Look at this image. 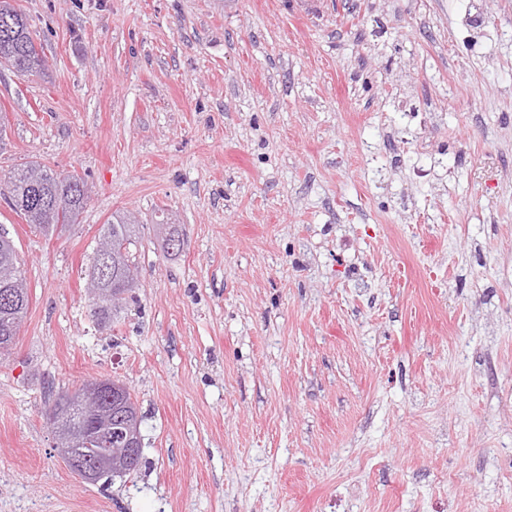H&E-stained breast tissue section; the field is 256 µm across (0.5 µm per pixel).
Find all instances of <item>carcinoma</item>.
Segmentation results:
<instances>
[{"label":"carcinoma","instance_id":"obj_1","mask_svg":"<svg viewBox=\"0 0 512 512\" xmlns=\"http://www.w3.org/2000/svg\"><path fill=\"white\" fill-rule=\"evenodd\" d=\"M0 65L20 75H31L46 69L42 42L38 41L27 17L10 3L0 0ZM87 181L78 175L57 174L39 164L29 163L0 173V195L27 223L47 231L76 222L89 197ZM136 244V223L130 218L115 217L104 225L99 242L85 268L84 275L91 303V313L100 322L112 320L127 302L134 287H123L119 275L111 271L99 273V256L106 245L112 246V265L123 268L135 265L131 246ZM12 279L28 288L12 238L0 232V282ZM30 300L11 312L0 310V328L8 322L20 328Z\"/></svg>","mask_w":512,"mask_h":512}]
</instances>
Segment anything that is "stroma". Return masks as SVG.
I'll return each instance as SVG.
<instances>
[{"mask_svg":"<svg viewBox=\"0 0 512 512\" xmlns=\"http://www.w3.org/2000/svg\"><path fill=\"white\" fill-rule=\"evenodd\" d=\"M13 4L50 68L0 66V170L91 193L47 236L0 200V512H512V0ZM116 213L140 280L101 324ZM96 378L144 448L89 484L45 409ZM136 223L127 216L114 217L111 222L105 224L99 236V242L84 271V279L91 303V313L101 323L110 322L118 309L125 305L128 295L137 288V283L124 288L119 275L113 272L116 269L133 266L135 268V256L131 252V246H135ZM106 245L112 246V264L106 276H100L98 265L99 256ZM7 279L20 282L21 286L25 288L26 300L22 307L11 312L0 310V336H2V327L5 325V321L8 324H14V327L19 332L30 304L29 288L24 272L21 269L14 241L11 237H8V233L0 232V283Z\"/></svg>","mask_w":512,"mask_h":512,"instance_id":"1","label":"stroma"}]
</instances>
